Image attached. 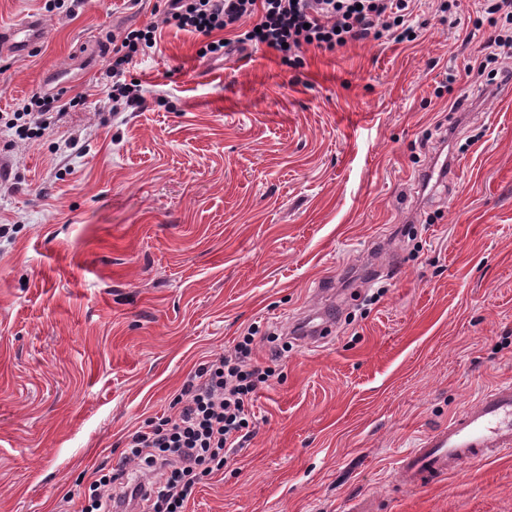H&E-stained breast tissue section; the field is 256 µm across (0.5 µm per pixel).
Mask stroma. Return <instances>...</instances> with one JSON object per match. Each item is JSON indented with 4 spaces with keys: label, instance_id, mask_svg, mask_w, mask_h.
Segmentation results:
<instances>
[{
    "label": "stroma",
    "instance_id": "35a3bbf8",
    "mask_svg": "<svg viewBox=\"0 0 512 512\" xmlns=\"http://www.w3.org/2000/svg\"><path fill=\"white\" fill-rule=\"evenodd\" d=\"M416 0L389 37L301 66L266 47L223 60L165 25V0H0V113L82 93L33 140L0 127V512H79L130 434L169 413L195 370L248 327L293 341L254 403V436L186 512H512V459L422 490L393 463L483 390L512 382V97L464 72L491 27L480 0ZM161 25L106 112L109 36ZM466 96L463 110L448 105ZM456 118L440 144L436 124ZM447 153L450 176L422 187ZM45 38V28L40 16L30 14L15 22L8 29H0V44L5 52L29 55Z\"/></svg>",
    "mask_w": 512,
    "mask_h": 512
}]
</instances>
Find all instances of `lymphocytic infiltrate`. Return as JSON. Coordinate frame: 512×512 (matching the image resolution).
Segmentation results:
<instances>
[{
  "instance_id": "obj_1",
  "label": "lymphocytic infiltrate",
  "mask_w": 512,
  "mask_h": 512,
  "mask_svg": "<svg viewBox=\"0 0 512 512\" xmlns=\"http://www.w3.org/2000/svg\"><path fill=\"white\" fill-rule=\"evenodd\" d=\"M411 0H170L166 24L202 36L199 55L221 57L233 48L223 31L237 29L246 19L255 27L248 42L278 53L282 62L297 61L307 47L334 50L352 42L389 33L395 42L409 40ZM494 33L495 52L468 61L466 72L486 84L512 80V63L498 54L512 48V0H483ZM156 26L133 29L113 38L103 85L111 111L142 107L141 85L126 81L127 66L138 54L157 48ZM68 101L34 94L14 112L7 128L32 138L46 129L54 115L76 107ZM255 329H248L235 345L204 365L183 385L174 400L176 411L158 423L136 431L122 462L96 479L81 512H112L114 505L138 502L144 512H185L202 476L227 466L234 449L251 436L247 419L257 391L275 374L272 366L253 360ZM137 473H129L128 462Z\"/></svg>"
}]
</instances>
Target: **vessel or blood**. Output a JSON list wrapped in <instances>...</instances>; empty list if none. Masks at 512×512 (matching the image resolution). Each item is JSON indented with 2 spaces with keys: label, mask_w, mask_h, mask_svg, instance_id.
I'll list each match as a JSON object with an SVG mask.
<instances>
[{
  "label": "vessel or blood",
  "mask_w": 512,
  "mask_h": 512,
  "mask_svg": "<svg viewBox=\"0 0 512 512\" xmlns=\"http://www.w3.org/2000/svg\"><path fill=\"white\" fill-rule=\"evenodd\" d=\"M44 38L42 18L32 14L0 29V48L24 56ZM504 457H512V382L486 389L448 423L425 432L415 447L398 456L394 482L403 489H421L450 473Z\"/></svg>",
  "instance_id": "vessel-or-blood-1"
}]
</instances>
